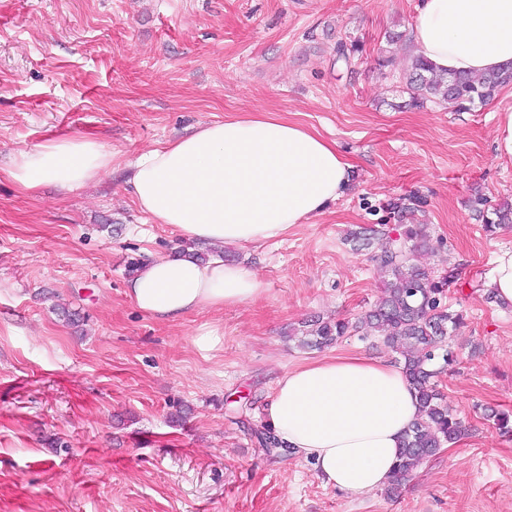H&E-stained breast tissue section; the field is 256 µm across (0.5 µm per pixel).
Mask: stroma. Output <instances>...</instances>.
Here are the masks:
<instances>
[{
	"label": "stroma",
	"mask_w": 512,
	"mask_h": 512,
	"mask_svg": "<svg viewBox=\"0 0 512 512\" xmlns=\"http://www.w3.org/2000/svg\"><path fill=\"white\" fill-rule=\"evenodd\" d=\"M419 0H0V512H512V309L487 300V205L512 202V159L495 150L512 88L458 111L407 106L398 75ZM357 44L352 64L339 43ZM389 47L392 70L378 69ZM265 110L334 141L350 189L287 235L224 253L264 292L165 321L127 295L128 264L185 244L135 204L122 171L69 192L21 191L15 153L89 137L118 161L196 126ZM427 225L418 261L453 272L463 325L439 378L470 434L425 461L399 494L347 497L310 463L254 438L285 368L323 353L396 358L374 336L300 347L303 322L355 318L382 296L390 205ZM370 231L353 246V233ZM78 311L68 325L60 307ZM216 331L199 351L193 336Z\"/></svg>",
	"instance_id": "obj_1"
}]
</instances>
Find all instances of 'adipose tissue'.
Returning <instances> with one entry per match:
<instances>
[{
  "mask_svg": "<svg viewBox=\"0 0 512 512\" xmlns=\"http://www.w3.org/2000/svg\"><path fill=\"white\" fill-rule=\"evenodd\" d=\"M418 56L441 73L477 76L512 64V0H420L410 29ZM98 141L60 138L18 151L6 174L19 188L70 190L113 170ZM353 167L335 142L301 123L243 112L148 150L124 171L156 224L197 243L258 244L285 235L342 196ZM256 276L215 257L153 258L128 296L145 313L178 319L257 299ZM418 411L401 367L359 353L287 368L265 408L294 455L327 487L356 497L384 488Z\"/></svg>",
  "mask_w": 512,
  "mask_h": 512,
  "instance_id": "obj_1",
  "label": "adipose tissue"
}]
</instances>
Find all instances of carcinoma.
I'll return each mask as SVG.
<instances>
[{"instance_id": "1", "label": "carcinoma", "mask_w": 512, "mask_h": 512, "mask_svg": "<svg viewBox=\"0 0 512 512\" xmlns=\"http://www.w3.org/2000/svg\"><path fill=\"white\" fill-rule=\"evenodd\" d=\"M400 83L412 106L447 101L461 110L492 100L501 87L511 84L512 67L478 78L465 74L447 76L436 72L424 58L414 56ZM510 223L512 203L504 201L486 218L485 229L493 233L498 226ZM427 241L424 230L410 225L398 237H386L380 263L389 279L379 303L353 322L311 320L301 330L300 344L304 347H328L353 332L365 331L382 337L383 343L399 355L396 363L402 366L416 391L419 413L403 438L386 488L390 494L404 486L428 458L469 432L465 419L448 406L434 382L441 370L456 362L449 339L463 324V315L443 304L449 276L413 263L414 253Z\"/></svg>"}]
</instances>
